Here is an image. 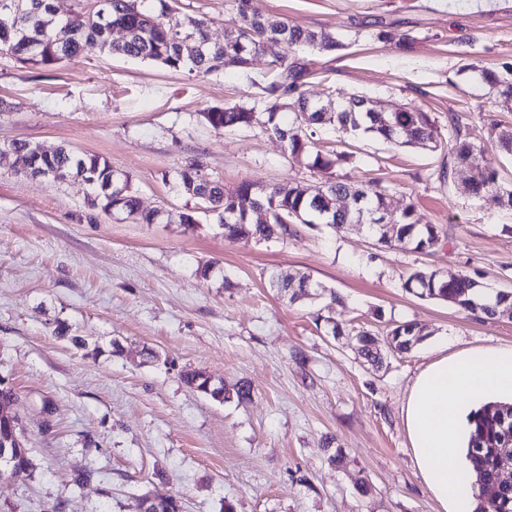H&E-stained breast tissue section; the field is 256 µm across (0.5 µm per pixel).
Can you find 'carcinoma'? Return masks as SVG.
<instances>
[{"label":"carcinoma","instance_id":"1","mask_svg":"<svg viewBox=\"0 0 512 512\" xmlns=\"http://www.w3.org/2000/svg\"><path fill=\"white\" fill-rule=\"evenodd\" d=\"M150 5L143 6V3ZM53 0H24L26 29L30 35H39L46 14L44 6ZM71 44L68 48L44 37L38 48L25 39L6 43L0 39V48L12 53L25 64L48 66L57 59L78 53L81 44L94 41L110 54L149 60L171 71L187 69L198 74H208L225 62L245 73L253 56L268 51L273 55L275 78L262 88L259 100L252 107L228 105L212 108L204 119L215 130L247 129L256 125L284 141L287 154L304 156L308 167L322 174L336 165L348 163L351 154L340 151L335 158L312 153L317 133L331 126L350 137L369 135L377 140L405 147L428 148L431 151L444 147L437 124L431 113L419 108L400 112H385L375 106L374 100L357 94V102H342L333 112L314 105L306 97L304 66L289 55L305 49L318 48L335 51L342 47L336 36L284 21L272 19L251 7L250 0H238V20L235 28L224 36L221 43L209 36V20L203 17L181 16L172 6V0H102L97 11L75 14L67 19ZM123 28L127 39L114 43L110 38L113 28ZM192 37L199 51L196 58H188L183 43ZM480 79L499 102H512V66L500 71L484 70ZM294 99L295 117L285 123L281 120L277 103ZM492 147L501 155L512 156V127L491 126ZM448 143L451 144V163L448 177L459 171L469 173L471 194L481 198L491 192L496 194L500 207L512 211V186L499 181V171L487 157L485 144L468 139L465 126L458 117L450 118ZM35 168L39 177L64 181L79 178L91 183L95 202L107 214L129 211L140 213L144 224L157 220L155 211H139V200L129 177L112 169V164L99 155H76L59 148L50 156H40ZM179 190L203 204V209L216 215L229 242L254 239L269 241L288 233L290 224H314L323 221L340 229L355 224L369 211L383 214L390 211L387 190L377 180L353 183L340 179H321L308 186L277 183L263 191L254 189L251 181L241 182L234 190H224L218 181L201 174V164L194 161L178 175ZM262 205L267 212L265 224L252 222V211ZM377 243L399 246L415 252H431L447 239V233L436 224L423 223V217L414 204L405 205L392 216L386 229L375 226ZM269 286L290 294L293 301L317 288L310 277L273 272ZM403 288L420 297L448 302L459 310L474 315L493 318L507 308H512V292L480 290L476 279L467 274L442 276L435 270H417L404 283ZM426 337L424 327L413 322L397 324L387 330L384 342L369 330L357 333L358 355L365 363L382 364L381 346L393 352L404 353ZM184 383L193 390L224 401L232 397L245 403L251 399V387L239 384L228 390L215 386L210 378L200 372L187 373ZM468 441V454L477 461L472 476L464 479L472 489V512H512V482L502 479L504 457L512 458V404L489 402L474 412ZM5 473L16 479L29 476L31 461L29 448L0 463Z\"/></svg>","mask_w":512,"mask_h":512}]
</instances>
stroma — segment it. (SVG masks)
<instances>
[{
    "mask_svg": "<svg viewBox=\"0 0 512 512\" xmlns=\"http://www.w3.org/2000/svg\"><path fill=\"white\" fill-rule=\"evenodd\" d=\"M251 3L343 42L303 52L311 99L362 92L386 112H430L443 134L456 114L474 140L490 122L512 126V109L477 79L512 63V0ZM237 4L177 2L210 19L215 42L235 27ZM383 30L410 40L380 41ZM271 61L258 56L246 76L230 66L202 75L92 42L43 67L0 50V143L99 155L129 175L142 209L164 213L153 224L114 217L92 207L84 182L27 178L22 155L0 159V382L16 394L33 464L25 479L0 477V512H136L146 493L179 499L183 512H443L410 446L408 397L434 361L512 350V316L470 315L403 283L440 269L512 290V213L493 195L473 199L463 176L447 178V151L367 137L343 145L329 128L320 148L354 155L333 176L381 180L392 209L415 203L449 242L426 255L378 245L363 224L322 223L280 241H225L216 216L177 186L190 162L228 189L315 180L261 127L202 121L213 107L252 105ZM188 210L192 229L168 218ZM275 270L305 273L344 302H290L268 284ZM402 322L426 338L379 368L359 358L358 331L382 337ZM188 371L249 384L252 398L204 396L184 384ZM330 436L342 465L329 460ZM84 471L90 482L73 485Z\"/></svg>",
    "mask_w": 512,
    "mask_h": 512,
    "instance_id": "obj_1",
    "label": "stroma"
}]
</instances>
